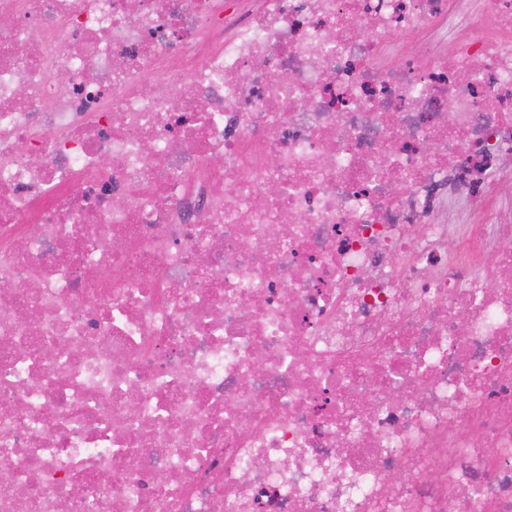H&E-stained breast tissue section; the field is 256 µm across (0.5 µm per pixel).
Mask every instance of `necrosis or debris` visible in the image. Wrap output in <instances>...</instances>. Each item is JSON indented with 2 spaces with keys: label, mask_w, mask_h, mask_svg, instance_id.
Listing matches in <instances>:
<instances>
[{
  "label": "necrosis or debris",
  "mask_w": 512,
  "mask_h": 512,
  "mask_svg": "<svg viewBox=\"0 0 512 512\" xmlns=\"http://www.w3.org/2000/svg\"><path fill=\"white\" fill-rule=\"evenodd\" d=\"M1 470L512 512V0H0Z\"/></svg>",
  "instance_id": "4bbe7bcc"
}]
</instances>
